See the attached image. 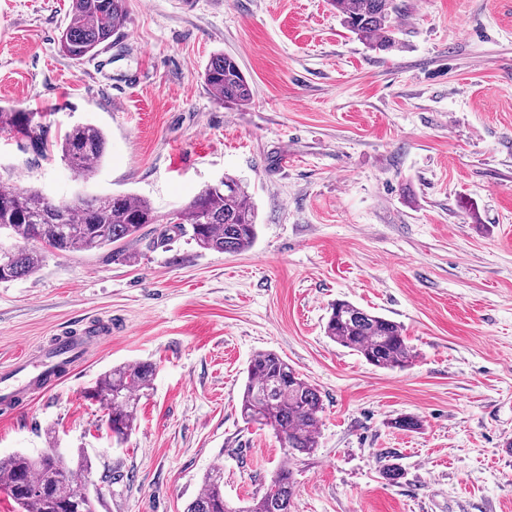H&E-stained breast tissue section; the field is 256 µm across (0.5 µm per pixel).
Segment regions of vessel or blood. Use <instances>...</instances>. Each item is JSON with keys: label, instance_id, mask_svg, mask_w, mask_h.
<instances>
[{"label": "vessel or blood", "instance_id": "1", "mask_svg": "<svg viewBox=\"0 0 512 512\" xmlns=\"http://www.w3.org/2000/svg\"><path fill=\"white\" fill-rule=\"evenodd\" d=\"M92 344L67 335L0 372V398L28 401L59 385L92 351Z\"/></svg>", "mask_w": 512, "mask_h": 512}]
</instances>
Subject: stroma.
I'll return each mask as SVG.
<instances>
[{
  "label": "stroma",
  "mask_w": 512,
  "mask_h": 512,
  "mask_svg": "<svg viewBox=\"0 0 512 512\" xmlns=\"http://www.w3.org/2000/svg\"><path fill=\"white\" fill-rule=\"evenodd\" d=\"M398 3L400 44L375 51L329 0H127L126 27L77 62L58 42L70 0H0V106L41 113L52 143L86 122L107 140L85 182L0 132V180L131 193L159 217L134 262L49 253L0 282V368L80 322L105 336L48 395L0 409V455L84 449L99 512H185L214 465L248 506L287 463L240 415L250 359L273 351L323 399L291 512H512V0ZM217 53L248 104L212 96ZM226 174L258 206L253 245L168 232ZM339 300L400 323L415 363L382 370L331 341ZM133 361L155 375L118 444L86 392ZM406 415L421 428L390 427ZM204 77L210 92L224 104L243 105L251 100L248 80L235 60L223 53L211 57Z\"/></svg>",
  "instance_id": "stroma-1"
}]
</instances>
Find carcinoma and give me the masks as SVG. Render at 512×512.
Returning <instances> with one entry per match:
<instances>
[{"label":"carcinoma","mask_w":512,"mask_h":512,"mask_svg":"<svg viewBox=\"0 0 512 512\" xmlns=\"http://www.w3.org/2000/svg\"><path fill=\"white\" fill-rule=\"evenodd\" d=\"M344 26L373 50L395 46L396 0H331ZM71 20L60 36L62 52L80 61L97 52L127 22L126 0H71ZM215 98L243 105L251 100L248 80L235 60L222 53L211 57L204 73ZM0 131H9L45 150L47 129L37 112L0 108ZM56 147L76 176L91 179L106 153L104 132L92 124L73 126ZM257 207L247 182L226 174L203 188L170 223L190 230L198 247L224 253L249 248L257 238ZM158 216L146 200L130 194L83 195L54 201L41 192L0 180V282L35 273L48 252L91 251L107 246L131 261L125 245ZM40 247H29V242ZM324 333L332 341L359 353L369 364L386 370L405 369L417 358L403 327L384 316L340 300L331 305ZM154 367L130 362L103 374L91 398L107 410L112 438L124 442L135 428L139 397L152 385ZM320 391L283 357L272 351L255 354L247 367L240 414L248 423L274 431L287 459L313 454L319 445ZM90 458L46 448L36 455L0 456V492L12 498L20 512H97L99 497L77 477L90 472ZM295 493L293 471L282 466L264 493L241 510L224 499V469H208L186 512H290Z\"/></svg>","instance_id":"cac0c4a2"}]
</instances>
